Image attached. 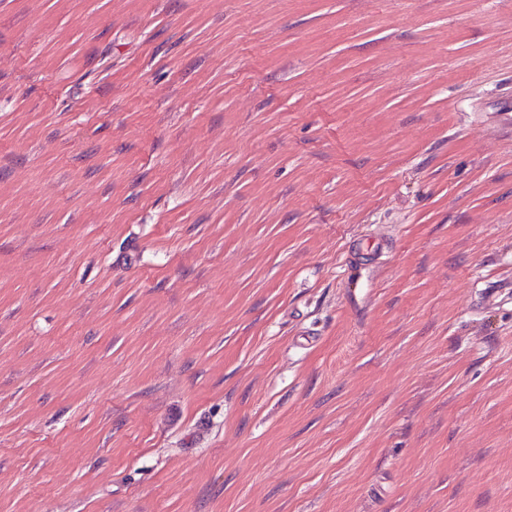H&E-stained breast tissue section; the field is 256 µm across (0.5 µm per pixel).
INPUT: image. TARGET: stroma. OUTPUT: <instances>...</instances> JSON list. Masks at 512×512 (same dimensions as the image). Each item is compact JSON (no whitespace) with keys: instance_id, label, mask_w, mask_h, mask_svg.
<instances>
[{"instance_id":"stroma-1","label":"stroma","mask_w":512,"mask_h":512,"mask_svg":"<svg viewBox=\"0 0 512 512\" xmlns=\"http://www.w3.org/2000/svg\"><path fill=\"white\" fill-rule=\"evenodd\" d=\"M512 0H0V512H512Z\"/></svg>"}]
</instances>
